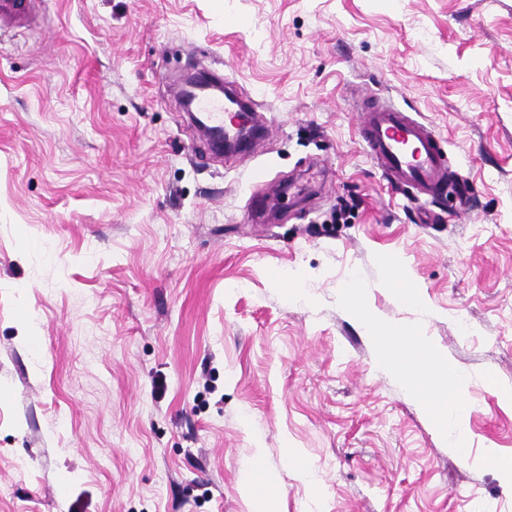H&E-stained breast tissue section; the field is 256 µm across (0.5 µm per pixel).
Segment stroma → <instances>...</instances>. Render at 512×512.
<instances>
[{"instance_id": "35a3bbf8", "label": "stroma", "mask_w": 512, "mask_h": 512, "mask_svg": "<svg viewBox=\"0 0 512 512\" xmlns=\"http://www.w3.org/2000/svg\"><path fill=\"white\" fill-rule=\"evenodd\" d=\"M204 61L260 138L216 157ZM379 92L468 204L392 192ZM290 184L276 211L253 197ZM420 297L400 299L395 268ZM468 378L442 445L346 302ZM512 0H37L0 31V512H512Z\"/></svg>"}]
</instances>
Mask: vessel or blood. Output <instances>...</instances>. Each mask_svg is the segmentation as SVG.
Wrapping results in <instances>:
<instances>
[{
    "label": "vessel or blood",
    "instance_id": "obj_1",
    "mask_svg": "<svg viewBox=\"0 0 512 512\" xmlns=\"http://www.w3.org/2000/svg\"><path fill=\"white\" fill-rule=\"evenodd\" d=\"M31 12V0H0V25L24 22ZM218 81L216 71H200L194 79L192 109L207 129L231 137L241 105L214 91ZM360 135L391 187L400 191L413 189L418 200L435 198L446 190L447 165L435 130L403 112L391 99L376 100L361 110Z\"/></svg>",
    "mask_w": 512,
    "mask_h": 512
}]
</instances>
